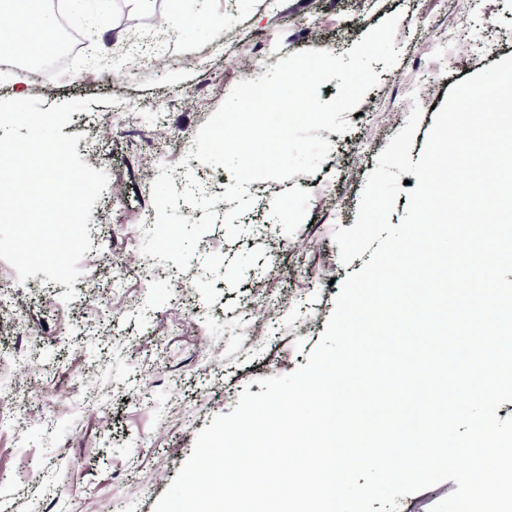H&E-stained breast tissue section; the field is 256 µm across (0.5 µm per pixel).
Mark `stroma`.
Wrapping results in <instances>:
<instances>
[{
    "label": "stroma",
    "instance_id": "stroma-1",
    "mask_svg": "<svg viewBox=\"0 0 512 512\" xmlns=\"http://www.w3.org/2000/svg\"><path fill=\"white\" fill-rule=\"evenodd\" d=\"M395 14L399 62L389 71L373 63L378 84L346 113L348 132H325L331 150L319 169L250 183L241 234L226 239L215 223L210 234L222 249L198 250L182 272L186 301L166 280L144 286L140 226L155 212L161 167L185 163L232 183L224 167L190 153L243 80L239 60H252L259 76L302 50L339 56ZM70 21L93 35L65 80L49 85L28 68L0 69V99L21 86L48 106L91 99L63 132L79 135L80 157L109 175L80 262L84 285L97 290L83 285L66 302L65 285L41 273L21 284L0 266V305L22 313L0 314V392L29 365L41 372L11 409L29 426L0 429V512H154L198 431L230 413L242 390L259 393L260 379L306 364L342 282L366 262L343 264L334 230L355 224L378 155L406 124L408 80L424 77L431 88L410 150L416 161L451 88L512 56V0H93ZM452 29L472 50L451 61L435 45ZM163 31L172 39L159 53L151 38ZM158 54L165 67L150 65ZM258 294L286 301L287 313H257L268 334L255 342L243 315ZM86 370L97 378L89 406L76 384Z\"/></svg>",
    "mask_w": 512,
    "mask_h": 512
}]
</instances>
